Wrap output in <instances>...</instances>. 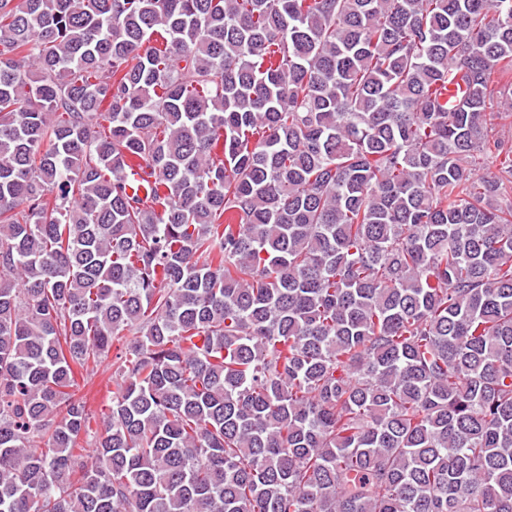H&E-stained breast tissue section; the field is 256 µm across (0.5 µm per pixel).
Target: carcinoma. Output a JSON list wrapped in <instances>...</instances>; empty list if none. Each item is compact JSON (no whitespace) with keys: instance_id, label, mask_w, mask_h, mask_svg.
Returning a JSON list of instances; mask_svg holds the SVG:
<instances>
[{"instance_id":"carcinoma-1","label":"carcinoma","mask_w":512,"mask_h":512,"mask_svg":"<svg viewBox=\"0 0 512 512\" xmlns=\"http://www.w3.org/2000/svg\"><path fill=\"white\" fill-rule=\"evenodd\" d=\"M511 107L512 0H0V512H512ZM116 353L117 350L112 347L107 356L92 371L88 370L87 373L81 371L82 374H77V385L70 389L95 413L91 419L89 431L82 435L78 447L75 448L74 452L77 455H85L92 448L96 436L102 429V414L99 410L112 401V383L109 379Z\"/></svg>"}]
</instances>
